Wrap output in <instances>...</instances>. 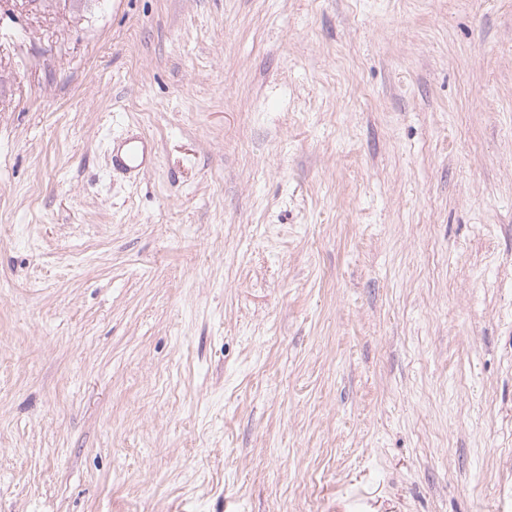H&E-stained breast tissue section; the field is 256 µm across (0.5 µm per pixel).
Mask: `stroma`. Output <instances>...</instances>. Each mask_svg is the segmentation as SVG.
Returning a JSON list of instances; mask_svg holds the SVG:
<instances>
[{
  "instance_id": "stroma-1",
  "label": "stroma",
  "mask_w": 512,
  "mask_h": 512,
  "mask_svg": "<svg viewBox=\"0 0 512 512\" xmlns=\"http://www.w3.org/2000/svg\"><path fill=\"white\" fill-rule=\"evenodd\" d=\"M0 512H512V0H0ZM156 155L155 143L146 136H133L113 142L112 169L123 175L145 172Z\"/></svg>"
}]
</instances>
